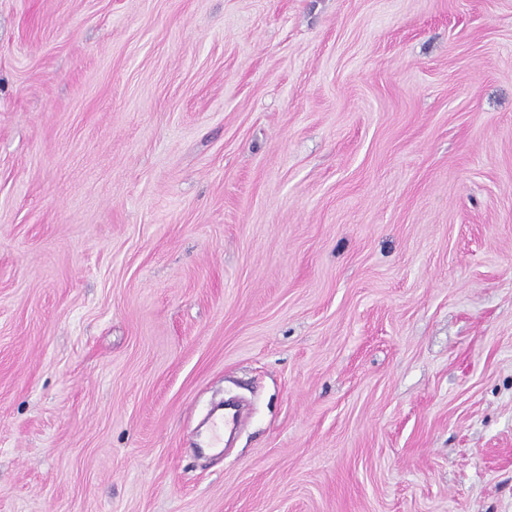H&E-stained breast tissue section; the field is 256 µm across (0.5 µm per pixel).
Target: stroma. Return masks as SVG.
Masks as SVG:
<instances>
[{
	"label": "stroma",
	"instance_id": "stroma-1",
	"mask_svg": "<svg viewBox=\"0 0 512 512\" xmlns=\"http://www.w3.org/2000/svg\"><path fill=\"white\" fill-rule=\"evenodd\" d=\"M0 512H512V0H0Z\"/></svg>",
	"mask_w": 512,
	"mask_h": 512
}]
</instances>
